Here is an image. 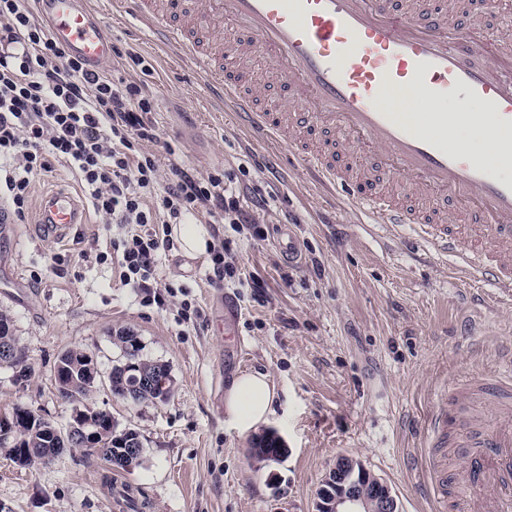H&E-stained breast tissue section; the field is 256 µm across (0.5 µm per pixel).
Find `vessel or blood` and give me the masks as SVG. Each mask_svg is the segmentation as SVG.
Returning a JSON list of instances; mask_svg holds the SVG:
<instances>
[{
    "instance_id": "1",
    "label": "vessel or blood",
    "mask_w": 512,
    "mask_h": 512,
    "mask_svg": "<svg viewBox=\"0 0 512 512\" xmlns=\"http://www.w3.org/2000/svg\"><path fill=\"white\" fill-rule=\"evenodd\" d=\"M54 38L96 67L112 54L91 0H36ZM198 68L205 90L258 137L287 143L323 191L372 223L411 227L459 277L512 303V52L445 0H112ZM229 25L235 39L221 38ZM260 55L284 86L253 91ZM495 151L470 147L472 137ZM369 156L359 165L358 154ZM49 194L42 227L80 223ZM426 470L439 512H512V360L490 379L460 374L429 418Z\"/></svg>"
}]
</instances>
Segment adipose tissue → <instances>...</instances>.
I'll use <instances>...</instances> for the list:
<instances>
[{
	"label": "adipose tissue",
	"mask_w": 512,
	"mask_h": 512,
	"mask_svg": "<svg viewBox=\"0 0 512 512\" xmlns=\"http://www.w3.org/2000/svg\"><path fill=\"white\" fill-rule=\"evenodd\" d=\"M276 394L266 374L253 372L235 377L226 396L230 421L242 432L267 420Z\"/></svg>",
	"instance_id": "adipose-tissue-1"
}]
</instances>
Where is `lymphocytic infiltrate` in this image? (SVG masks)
Here are the masks:
<instances>
[{"label": "lymphocytic infiltrate", "mask_w": 512, "mask_h": 512, "mask_svg": "<svg viewBox=\"0 0 512 512\" xmlns=\"http://www.w3.org/2000/svg\"><path fill=\"white\" fill-rule=\"evenodd\" d=\"M156 112L140 81L88 69L70 55L32 0H0V202L24 220L34 176L66 164L93 213L119 230L112 262L121 284L158 302L177 294L156 277L160 253L174 247L173 225L188 218L247 225L261 238L259 215L270 201L232 173L201 175L179 164L161 140ZM209 254L213 280L259 287L223 238H214Z\"/></svg>", "instance_id": "lymphocytic-infiltrate-1"}]
</instances>
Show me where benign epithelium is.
<instances>
[{
    "mask_svg": "<svg viewBox=\"0 0 512 512\" xmlns=\"http://www.w3.org/2000/svg\"><path fill=\"white\" fill-rule=\"evenodd\" d=\"M0 364L15 370L20 377L28 373L26 362L17 357L11 345L0 346ZM101 410L89 408L73 413L68 432L60 435L62 453L65 447L99 450L97 440L112 430V421L100 426L97 415ZM20 420L17 417H0V439L19 447L15 453L17 465L37 452L35 448L22 446L18 439ZM317 512H397V503L387 484L372 474L359 461L350 456H339L333 463L324 486L320 489Z\"/></svg>",
    "mask_w": 512,
    "mask_h": 512,
    "instance_id": "7a95c632",
    "label": "benign epithelium"
}]
</instances>
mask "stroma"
<instances>
[{
	"mask_svg": "<svg viewBox=\"0 0 512 512\" xmlns=\"http://www.w3.org/2000/svg\"><path fill=\"white\" fill-rule=\"evenodd\" d=\"M96 2L113 46L143 56L131 71L153 92L161 137L185 165L202 175L229 170L252 187L273 181L265 238L209 227L231 240L263 286H215L208 255L177 248L160 256L157 273L187 294L144 303L111 263L95 259L111 249V225L91 215L61 240L39 228L45 195H80L75 174L57 164L36 178L27 219L0 223V313L31 368L20 381L0 366V415L20 406L67 429L75 406L60 396L54 370L61 354L78 349L102 378L89 405L136 430L144 451L122 470L80 448L28 468L0 450V501L15 512H117L102 484L108 475L111 487L130 486L141 512H315L328 470L346 454L387 483L398 512H432L419 455L426 416L454 375L492 376L512 352V307L493 300L492 286L460 279L447 260L407 247L411 228L389 234L349 201L323 194L287 147L255 139L236 113L220 111L195 66L108 0ZM282 219L301 244L295 264L276 245ZM124 328L144 358L169 366L166 402L133 405L105 385L123 360L114 336ZM255 371L278 395L260 429L282 438L288 455L280 462L251 458L252 433L224 416L233 377Z\"/></svg>",
	"mask_w": 512,
	"mask_h": 512,
	"instance_id": "obj_1",
	"label": "stroma"
}]
</instances>
